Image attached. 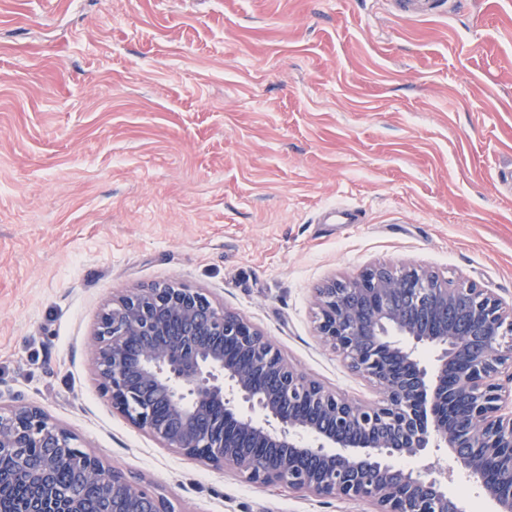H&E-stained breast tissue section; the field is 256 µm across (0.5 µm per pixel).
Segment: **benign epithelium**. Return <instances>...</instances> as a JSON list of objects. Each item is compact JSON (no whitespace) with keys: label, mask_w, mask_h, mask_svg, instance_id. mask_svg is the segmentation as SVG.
Masks as SVG:
<instances>
[{"label":"benign epithelium","mask_w":512,"mask_h":512,"mask_svg":"<svg viewBox=\"0 0 512 512\" xmlns=\"http://www.w3.org/2000/svg\"><path fill=\"white\" fill-rule=\"evenodd\" d=\"M317 332L382 398L360 404L291 367L247 320L185 286L127 290L89 337L101 394L165 448L250 483L467 512L453 469L512 512V304L384 265L317 289ZM434 348L432 364L418 355ZM257 376L271 386L258 389ZM0 512H176L36 406L0 404ZM419 461L406 468L397 460Z\"/></svg>","instance_id":"1"}]
</instances>
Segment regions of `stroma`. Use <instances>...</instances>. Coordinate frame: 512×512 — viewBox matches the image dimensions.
<instances>
[{"label":"stroma","mask_w":512,"mask_h":512,"mask_svg":"<svg viewBox=\"0 0 512 512\" xmlns=\"http://www.w3.org/2000/svg\"><path fill=\"white\" fill-rule=\"evenodd\" d=\"M373 264L512 301V0H0V402L177 512H373L162 447L88 345L112 296L180 284L372 402L314 295ZM393 6V14L404 19L433 17L446 15L454 9L455 0H389Z\"/></svg>","instance_id":"stroma-1"}]
</instances>
